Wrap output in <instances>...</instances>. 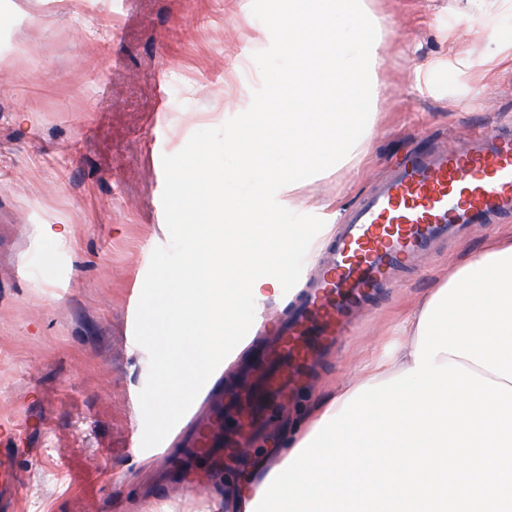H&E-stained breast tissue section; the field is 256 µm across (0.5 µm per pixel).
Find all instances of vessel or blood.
Masks as SVG:
<instances>
[{
    "label": "vessel or blood",
    "mask_w": 512,
    "mask_h": 512,
    "mask_svg": "<svg viewBox=\"0 0 512 512\" xmlns=\"http://www.w3.org/2000/svg\"><path fill=\"white\" fill-rule=\"evenodd\" d=\"M512 218V125L472 131L456 144L396 162L346 214L321 258V272L250 364L226 379L224 396L195 415L176 440L186 479L204 482L252 438L271 411L304 388L354 312L441 240ZM20 425H0V506L12 508L22 479L12 463L26 445Z\"/></svg>",
    "instance_id": "b4317fda"
}]
</instances>
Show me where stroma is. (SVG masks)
<instances>
[{"label": "stroma", "mask_w": 512, "mask_h": 512, "mask_svg": "<svg viewBox=\"0 0 512 512\" xmlns=\"http://www.w3.org/2000/svg\"><path fill=\"white\" fill-rule=\"evenodd\" d=\"M383 37L372 82L378 110L338 165L278 202L326 224L394 163L431 140L454 143L512 119V67H480L512 47V0H365ZM491 36L456 41L463 18ZM271 43L251 0H0V422L22 421L30 448L18 512H225L213 492L150 500L158 461L133 449L130 397L148 355L126 323L154 248L169 243L162 157L197 130L249 107L261 82L241 67ZM429 66L428 86L413 83ZM512 220L441 242L384 288L326 353L298 406L275 410L284 433L361 361L388 355L392 326L436 272Z\"/></svg>", "instance_id": "35a3bbf8"}]
</instances>
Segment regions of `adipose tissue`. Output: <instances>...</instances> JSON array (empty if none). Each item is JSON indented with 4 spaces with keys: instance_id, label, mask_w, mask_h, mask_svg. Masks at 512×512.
Wrapping results in <instances>:
<instances>
[{
    "instance_id": "ef3b65f1",
    "label": "adipose tissue",
    "mask_w": 512,
    "mask_h": 512,
    "mask_svg": "<svg viewBox=\"0 0 512 512\" xmlns=\"http://www.w3.org/2000/svg\"><path fill=\"white\" fill-rule=\"evenodd\" d=\"M431 294L417 298L400 316L396 331L400 344L394 354L388 358L372 360L363 371L346 384L336 388L321 403L315 405L312 411V423H319L326 412H338L347 396L353 395L355 389L363 384H377L381 381L400 375L403 371L414 367V352L419 333L418 323L428 303Z\"/></svg>"
}]
</instances>
